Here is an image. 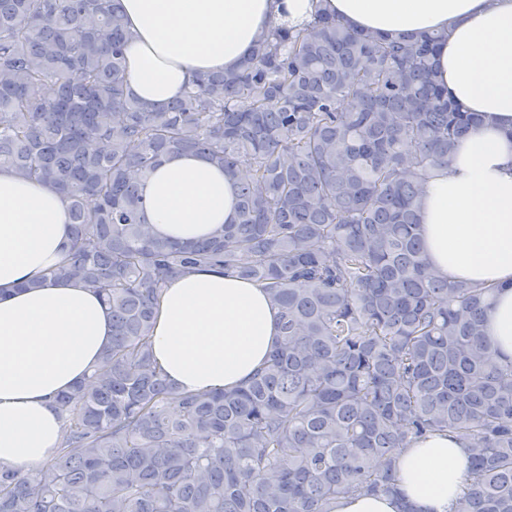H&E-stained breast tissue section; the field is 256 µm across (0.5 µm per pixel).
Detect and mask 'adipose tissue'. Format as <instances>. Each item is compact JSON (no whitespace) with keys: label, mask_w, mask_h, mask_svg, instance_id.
<instances>
[{"label":"adipose tissue","mask_w":512,"mask_h":512,"mask_svg":"<svg viewBox=\"0 0 512 512\" xmlns=\"http://www.w3.org/2000/svg\"><path fill=\"white\" fill-rule=\"evenodd\" d=\"M133 37L125 50L132 92L162 105L200 74L231 70L274 22L320 10L375 34L444 30L440 82L481 125L422 188L421 233L435 273L495 291L486 333L512 360V0H121ZM156 237L212 236L237 216L235 186L194 154L165 157L143 186ZM71 218L59 195L0 167V464L51 458L64 422L59 393L84 382L112 340V316L71 280L41 281L61 263ZM279 312L257 282L201 270L173 280L154 313L153 358L182 392L231 389L279 339ZM456 438L433 434L400 458L403 500L450 512L468 474Z\"/></svg>","instance_id":"adipose-tissue-1"}]
</instances>
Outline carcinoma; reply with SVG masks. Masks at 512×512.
<instances>
[{"label":"carcinoma","mask_w":512,"mask_h":512,"mask_svg":"<svg viewBox=\"0 0 512 512\" xmlns=\"http://www.w3.org/2000/svg\"><path fill=\"white\" fill-rule=\"evenodd\" d=\"M121 0H0V166L61 195L66 261L112 313L86 384L57 395L49 461L0 465V512H335L402 499L398 460L448 432L470 472L453 512H512V361L493 292L430 267L421 183L480 123L437 78L444 34L272 27L240 67L163 108L132 96ZM172 153L237 179L238 220L154 237L143 185ZM216 268L264 285L281 335L233 390H176L152 354L167 282ZM400 504L385 495H356L341 499L336 512H399Z\"/></svg>","instance_id":"1"}]
</instances>
